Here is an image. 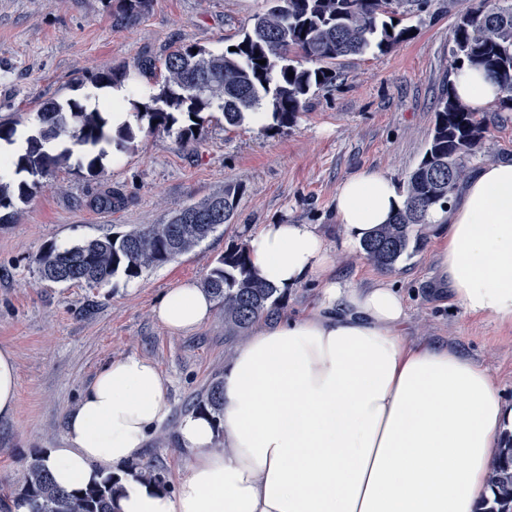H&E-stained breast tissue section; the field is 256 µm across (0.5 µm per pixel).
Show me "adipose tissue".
<instances>
[{"instance_id":"adipose-tissue-1","label":"adipose tissue","mask_w":512,"mask_h":512,"mask_svg":"<svg viewBox=\"0 0 512 512\" xmlns=\"http://www.w3.org/2000/svg\"><path fill=\"white\" fill-rule=\"evenodd\" d=\"M452 91L482 109L503 96L483 71L455 74ZM404 198L364 171L336 192L340 247L361 244ZM429 229L448 291L471 315L512 328V162L482 165ZM252 266L281 291L316 280L315 307L262 320L224 366L219 421L182 419L190 462L175 490L128 474L166 415L157 365L136 354L105 365L49 449L67 490L119 479L115 512H477L491 494L497 435L512 406L486 368L444 344L404 334L403 295L387 279L358 288L336 277L332 253L309 224H268ZM214 303L193 282L154 309L174 334L194 331Z\"/></svg>"}]
</instances>
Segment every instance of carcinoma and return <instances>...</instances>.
I'll list each match as a JSON object with an SVG mask.
<instances>
[{"label": "carcinoma", "instance_id": "carcinoma-1", "mask_svg": "<svg viewBox=\"0 0 512 512\" xmlns=\"http://www.w3.org/2000/svg\"><path fill=\"white\" fill-rule=\"evenodd\" d=\"M114 16L129 23L144 14L152 0H115ZM424 0H269L266 12L233 43L235 50L214 52L206 48L179 46L160 63L152 60L122 65L94 74L95 88L128 85L133 74L150 73L156 85L148 100L128 101L148 130L176 134L183 146L197 141L193 128L201 113L218 111L224 124L238 127L246 115L258 109L271 114L279 129L293 126L311 95L331 85L339 76L340 59L374 50L385 52L412 38L410 27H401L396 16L423 7ZM266 60L261 65L259 61ZM484 70L505 92L499 101L512 107V0H477L462 13L452 30L450 67ZM294 77H288V73ZM43 121L30 148L18 158L0 157V171L12 168L34 180L17 186L0 181V223L13 215L15 201L33 196L43 177L74 151L81 152L78 166L97 175L96 164L106 156L102 144L123 151L134 142L131 126L123 125L111 135L110 120L95 108L75 100H50L42 109ZM490 117L474 112L446 90L441 96L436 120L425 153L405 183L404 203L387 224L363 242L365 260L382 271H392L413 240H419L422 225L434 209H446L453 192L467 175V162L480 149ZM67 138L70 147L51 153L43 144ZM243 186L224 188L182 208L162 224H140L124 232L106 234L70 246L50 245L32 258L40 279L53 284H83L98 288L122 275L139 277L192 250L216 231L218 225L197 222L214 211L223 213L222 223L232 222ZM203 287L224 310V331L244 336L261 319L277 316L283 296L277 288L253 271L248 242L224 251L203 281ZM193 410L217 420L222 411L221 382L210 384ZM499 460L491 483V496L478 512H512V431L498 435ZM130 471L168 487L160 467L134 464ZM117 478L76 490L57 486L42 455L26 464L24 483L16 501L30 512H113Z\"/></svg>", "mask_w": 512, "mask_h": 512}]
</instances>
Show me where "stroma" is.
Segmentation results:
<instances>
[{
  "instance_id": "35a3bbf8",
  "label": "stroma",
  "mask_w": 512,
  "mask_h": 512,
  "mask_svg": "<svg viewBox=\"0 0 512 512\" xmlns=\"http://www.w3.org/2000/svg\"><path fill=\"white\" fill-rule=\"evenodd\" d=\"M470 4L427 0L404 15L411 40L342 59L340 78L316 91L288 130L250 118L228 129L222 113L207 112L197 141L184 147L174 134L141 128L133 148L109 151L98 176L71 160L41 178L28 202L17 203L12 221L0 224V346L14 351L18 366L16 409L0 419V512H14L25 459L65 447L66 418L97 372L131 354L152 359L166 386L167 415L141 458L163 468L176 486L187 465L176 428L243 340L225 334L222 309L176 335L153 308L179 283L203 281L226 249L264 225H313L334 249L337 275L357 286L384 276L360 250L337 249L336 190L363 170L399 185L417 166L437 101L452 81L451 30ZM267 7L266 0H152L136 21L119 24L112 0H0V121L32 130L46 101L92 95L106 103L107 90H94L91 74L159 60L182 45L223 50ZM498 161H512L508 108L493 112L468 167ZM227 183L244 189L233 223L140 277L89 288L49 284L34 271L32 257L48 245L162 223ZM107 187L121 192L120 208L95 205ZM386 276L405 298L408 339L454 346L485 367L512 404V329L472 317L455 302L440 280L431 238Z\"/></svg>"
}]
</instances>
